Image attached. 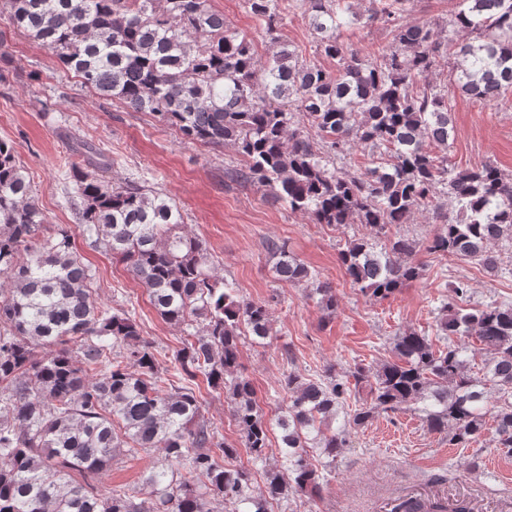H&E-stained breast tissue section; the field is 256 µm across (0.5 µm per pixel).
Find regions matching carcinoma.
<instances>
[{"mask_svg": "<svg viewBox=\"0 0 512 512\" xmlns=\"http://www.w3.org/2000/svg\"><path fill=\"white\" fill-rule=\"evenodd\" d=\"M303 9L319 54L336 72L299 57L279 35L286 4ZM344 0H243L267 40L257 56L247 36L224 22L210 0H8L10 21L49 50L81 85L132 112H149L189 142L231 146L240 180L268 191L315 224H362L386 237L363 238L339 259L360 292L386 299L419 277L409 261L419 243L386 236L432 208L439 225L429 251L496 266L490 245L512 241V176L491 161L460 169L448 86L428 76L454 57L455 88L480 102L512 91V0H451L446 25L408 22L414 0H367L358 13ZM380 22L392 43L378 56L344 46L341 32ZM386 156L365 171L337 166L356 149ZM70 204L95 248L125 263L159 315L180 328L174 355L182 385H164L138 325L101 306L94 273L64 227L49 223L14 146L0 140V512H272L291 491L320 493L317 449L336 460L345 432L380 411L410 409L455 445L480 437L492 418L496 447L512 454V304L442 307L443 349L405 331L396 360L357 365L350 378L313 381L290 374L281 429L282 467L251 486L245 467L226 468L238 448L201 418L192 388L202 377L224 394L253 464L266 461L269 424L250 380L239 371L241 337L270 336L265 305L213 274L203 243L181 232L183 215L163 193L135 181L105 179L102 154L71 147ZM453 204L444 208L442 199ZM279 280L312 285L327 314L336 293L278 242ZM461 341H454L452 337ZM465 338L480 347L470 348ZM481 366L475 367V357ZM497 393L488 406L487 393ZM355 409H344L347 393ZM343 411L342 424L327 432ZM156 449L164 462L141 485L105 494L95 476L116 452ZM398 512H447L439 501L406 500Z\"/></svg>", "mask_w": 512, "mask_h": 512, "instance_id": "carcinoma-1", "label": "carcinoma"}]
</instances>
